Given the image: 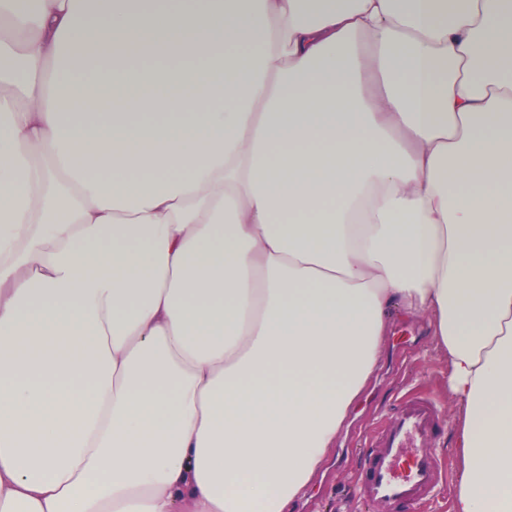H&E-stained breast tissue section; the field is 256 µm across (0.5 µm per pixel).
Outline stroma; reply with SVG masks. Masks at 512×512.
<instances>
[{
  "mask_svg": "<svg viewBox=\"0 0 512 512\" xmlns=\"http://www.w3.org/2000/svg\"><path fill=\"white\" fill-rule=\"evenodd\" d=\"M431 397L454 425L456 406L448 394V363L435 350L424 319L393 317L382 358L368 379L346 425L336 440L331 459L311 485L306 498L312 512H361L356 493V475L364 460L361 430L380 420L388 403L404 393ZM446 477L437 496L418 512H448L454 491L456 465L451 435L442 433L434 444Z\"/></svg>",
  "mask_w": 512,
  "mask_h": 512,
  "instance_id": "stroma-1",
  "label": "stroma"
}]
</instances>
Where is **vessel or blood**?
<instances>
[{
    "label": "vessel or blood",
    "instance_id": "1",
    "mask_svg": "<svg viewBox=\"0 0 512 512\" xmlns=\"http://www.w3.org/2000/svg\"><path fill=\"white\" fill-rule=\"evenodd\" d=\"M444 419L430 400L413 399L396 407L375 434L359 478V495L374 512H410L439 483L432 446Z\"/></svg>",
    "mask_w": 512,
    "mask_h": 512
}]
</instances>
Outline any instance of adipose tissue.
<instances>
[{
	"label": "adipose tissue",
	"mask_w": 512,
	"mask_h": 512,
	"mask_svg": "<svg viewBox=\"0 0 512 512\" xmlns=\"http://www.w3.org/2000/svg\"><path fill=\"white\" fill-rule=\"evenodd\" d=\"M0 0V512H292L425 318L449 512H512V0Z\"/></svg>",
	"instance_id": "obj_1"
}]
</instances>
